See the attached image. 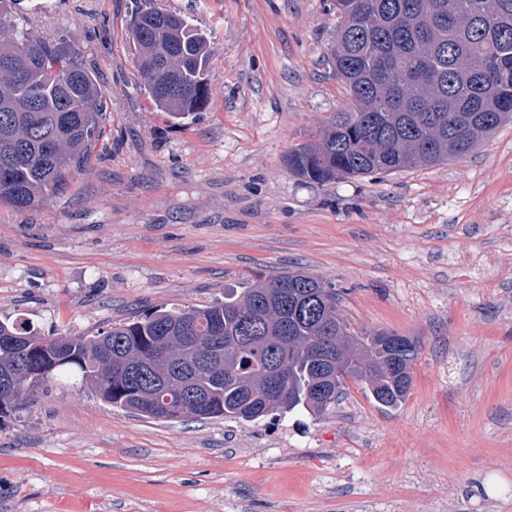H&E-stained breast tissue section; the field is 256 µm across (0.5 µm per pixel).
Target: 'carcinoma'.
<instances>
[{
    "instance_id": "cac0c4a2",
    "label": "carcinoma",
    "mask_w": 512,
    "mask_h": 512,
    "mask_svg": "<svg viewBox=\"0 0 512 512\" xmlns=\"http://www.w3.org/2000/svg\"><path fill=\"white\" fill-rule=\"evenodd\" d=\"M129 42L144 90L174 118L209 99L211 50L188 17L144 0ZM328 54L352 101L288 158L324 184L439 165L512 118V0H336ZM104 96L66 41L0 38V202L39 206L82 171L104 133ZM336 288L303 273L257 281L208 306L157 309L95 336L38 335L0 322V418L76 373L108 403L154 419L254 421L302 408L326 415L352 380L383 408L409 396L417 343L358 334ZM283 366L282 391L267 393Z\"/></svg>"
}]
</instances>
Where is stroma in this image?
<instances>
[{"instance_id":"35a3bbf8","label":"stroma","mask_w":512,"mask_h":512,"mask_svg":"<svg viewBox=\"0 0 512 512\" xmlns=\"http://www.w3.org/2000/svg\"><path fill=\"white\" fill-rule=\"evenodd\" d=\"M210 37L209 101L140 89L133 0H13L7 38L64 39L107 100L63 193L0 204V321L97 335L300 271L356 332L412 338L399 408L161 420L79 378L0 421V512H512V123L467 156L320 185L289 154L351 102L333 0H154Z\"/></svg>"}]
</instances>
